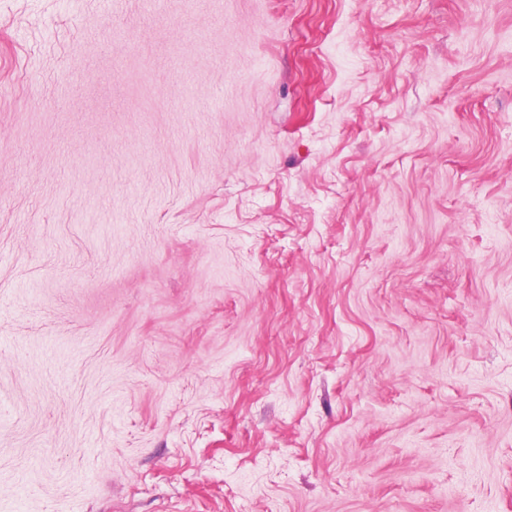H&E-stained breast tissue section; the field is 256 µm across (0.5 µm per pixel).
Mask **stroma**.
Here are the masks:
<instances>
[{
	"instance_id": "obj_1",
	"label": "stroma",
	"mask_w": 512,
	"mask_h": 512,
	"mask_svg": "<svg viewBox=\"0 0 512 512\" xmlns=\"http://www.w3.org/2000/svg\"><path fill=\"white\" fill-rule=\"evenodd\" d=\"M0 512H512V0H0Z\"/></svg>"
}]
</instances>
